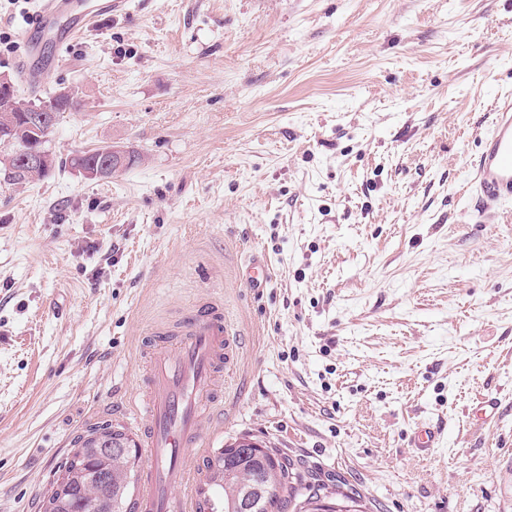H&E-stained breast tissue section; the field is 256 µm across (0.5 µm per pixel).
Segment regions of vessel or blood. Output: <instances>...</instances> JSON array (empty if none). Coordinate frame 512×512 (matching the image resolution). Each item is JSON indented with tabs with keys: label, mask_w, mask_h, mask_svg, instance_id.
I'll list each match as a JSON object with an SVG mask.
<instances>
[{
	"label": "vessel or blood",
	"mask_w": 512,
	"mask_h": 512,
	"mask_svg": "<svg viewBox=\"0 0 512 512\" xmlns=\"http://www.w3.org/2000/svg\"><path fill=\"white\" fill-rule=\"evenodd\" d=\"M122 3L98 0L92 9L83 10L76 0H41L35 24L54 31L64 48L90 30L101 14ZM467 188L482 209L512 199V99L497 104L491 127L470 165ZM238 350L224 308L217 304L195 308L179 331L150 337L149 364L136 409L143 423L147 459L136 512H198V501L189 492L198 478L186 467L184 456L202 444L201 422L223 398L215 381Z\"/></svg>",
	"instance_id": "1"
}]
</instances>
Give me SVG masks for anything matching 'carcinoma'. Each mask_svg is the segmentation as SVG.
I'll return each mask as SVG.
<instances>
[{"label":"carcinoma","mask_w":512,"mask_h":512,"mask_svg":"<svg viewBox=\"0 0 512 512\" xmlns=\"http://www.w3.org/2000/svg\"><path fill=\"white\" fill-rule=\"evenodd\" d=\"M14 98L13 131L0 136V144L11 138L14 152L31 145L33 135L48 138L53 129L35 131L28 127L30 101ZM137 444L126 432L102 427L81 441L54 476L43 500V512H135L134 494L139 481ZM225 449L219 448L204 462L205 480L199 489L202 502H214L216 512H244L243 499L251 492L249 512H324L322 504H345L353 512H364L360 496L343 492L328 493L325 484L313 479L302 494V482L293 472L289 459L274 453L275 460L265 462L249 453L238 460L224 462Z\"/></svg>","instance_id":"carcinoma-1"}]
</instances>
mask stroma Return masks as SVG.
Listing matches in <instances>:
<instances>
[{
  "mask_svg": "<svg viewBox=\"0 0 512 512\" xmlns=\"http://www.w3.org/2000/svg\"><path fill=\"white\" fill-rule=\"evenodd\" d=\"M37 4L0 0V72L83 106L47 177L0 179V512H42L93 429L139 438L143 339L210 297L241 350L190 469L246 437L367 512H512V203L465 187L512 0H127L67 53L44 33L32 85ZM112 143L141 162H67ZM99 149L101 147L93 151L77 153L69 158V164L77 169L88 162V155H95L96 158L90 160L84 167H80L79 171L87 179H106L116 171L128 167L133 155V150L130 148L117 145H108L99 152L91 153Z\"/></svg>",
  "mask_w": 512,
  "mask_h": 512,
  "instance_id": "35a3bbf8",
  "label": "stroma"
}]
</instances>
